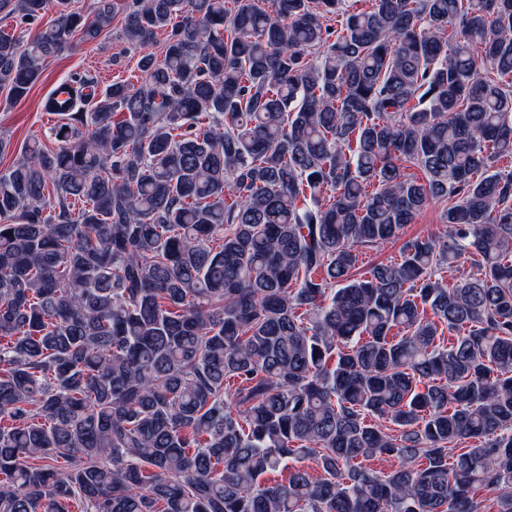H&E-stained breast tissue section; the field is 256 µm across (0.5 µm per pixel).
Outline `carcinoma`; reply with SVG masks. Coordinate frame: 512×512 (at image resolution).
I'll use <instances>...</instances> for the list:
<instances>
[{
	"label": "carcinoma",
	"instance_id": "obj_1",
	"mask_svg": "<svg viewBox=\"0 0 512 512\" xmlns=\"http://www.w3.org/2000/svg\"><path fill=\"white\" fill-rule=\"evenodd\" d=\"M55 2L12 103L115 16ZM359 2L133 0L0 169V512H512V0ZM118 6L120 11L112 22L111 31L48 59L40 80L24 100L7 105L6 93L0 91V133L10 140V150L0 155V169L9 166L34 140L42 141L49 148L56 147L49 138L48 129L58 116L46 112L44 103L55 87L66 79L94 77L99 80L101 89L115 81L134 80L131 75L135 74L140 50L129 48L123 38V7ZM445 206V203H436L435 205H431L415 219L413 224H409L406 227L405 237L424 235L427 231L436 230L437 228L442 229V225L440 224V214Z\"/></svg>",
	"mask_w": 512,
	"mask_h": 512
}]
</instances>
